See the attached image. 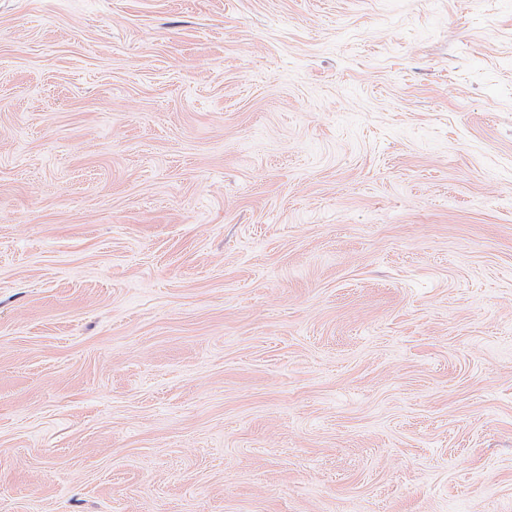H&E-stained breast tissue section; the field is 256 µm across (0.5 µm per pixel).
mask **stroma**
<instances>
[{
    "mask_svg": "<svg viewBox=\"0 0 512 512\" xmlns=\"http://www.w3.org/2000/svg\"><path fill=\"white\" fill-rule=\"evenodd\" d=\"M0 512H512V0H0Z\"/></svg>",
    "mask_w": 512,
    "mask_h": 512,
    "instance_id": "obj_1",
    "label": "stroma"
}]
</instances>
